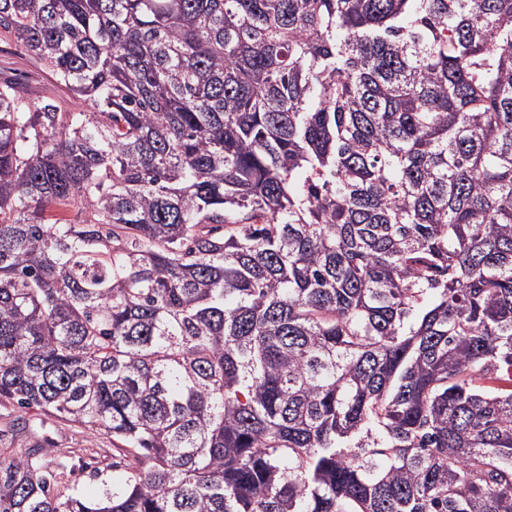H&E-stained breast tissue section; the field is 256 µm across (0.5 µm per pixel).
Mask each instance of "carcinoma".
<instances>
[{
    "label": "carcinoma",
    "instance_id": "cac0c4a2",
    "mask_svg": "<svg viewBox=\"0 0 512 512\" xmlns=\"http://www.w3.org/2000/svg\"><path fill=\"white\" fill-rule=\"evenodd\" d=\"M1 43L0 403L128 463L0 455V512H512V0H0ZM19 414L15 406L0 405V452L8 455L14 448L46 446L56 448L58 461L71 474L60 483L57 491L68 495L78 489L87 495H95L102 488L101 480L94 478L95 470L103 472L109 485L118 481L126 463L122 453L114 450L112 437L105 433L91 435L84 429L54 416L35 415L30 412L31 423L26 429L16 431L13 420ZM113 463V467H112Z\"/></svg>",
    "mask_w": 512,
    "mask_h": 512
}]
</instances>
